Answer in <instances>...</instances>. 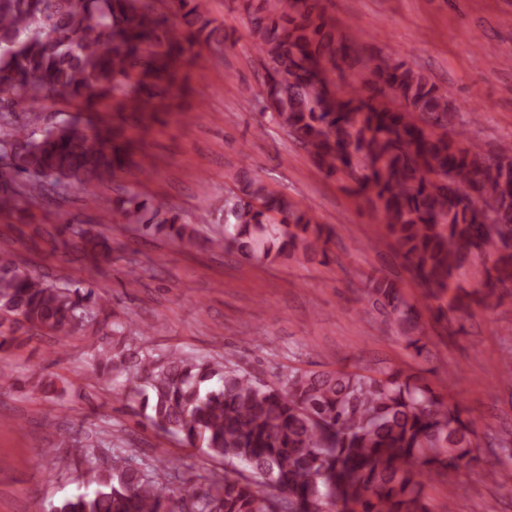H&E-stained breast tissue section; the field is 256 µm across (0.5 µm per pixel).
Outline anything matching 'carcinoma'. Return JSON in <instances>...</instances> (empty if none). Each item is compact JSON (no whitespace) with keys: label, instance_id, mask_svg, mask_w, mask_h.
Instances as JSON below:
<instances>
[{"label":"carcinoma","instance_id":"1","mask_svg":"<svg viewBox=\"0 0 512 512\" xmlns=\"http://www.w3.org/2000/svg\"><path fill=\"white\" fill-rule=\"evenodd\" d=\"M160 2L188 27L169 25ZM265 75L271 120L330 174L361 169L357 192L383 216L389 234L430 296L446 301L437 318L468 307L450 281L474 252L495 256L512 241V145L486 154L465 132L448 135L451 92L404 63L376 66L340 91L327 79L350 54L318 0H239ZM223 43L206 0H0V213L17 195L62 197L80 188L109 205L101 185L127 165L131 143L119 128L64 118L37 129L39 116L16 114L18 99L84 101L109 94L126 107L157 95L146 79L171 78L184 43ZM121 212L147 232L191 240L193 228L161 203L132 190ZM217 249L274 261L322 255L324 229L309 212L248 167L233 177L219 207ZM64 248L112 262V242L80 224ZM483 295L512 281V253L485 268ZM368 301L395 326L406 349L427 356L422 312L387 276L370 280ZM90 284L35 275L9 250L0 257V350L35 330L102 336L97 373L126 375L130 409L158 433L224 462L206 478L188 512H429L435 479L478 465L476 433L461 407L407 369L288 370L286 384L263 382L232 355L170 351L143 355L134 336L99 307ZM61 466L79 472L76 490L50 512H183L162 480L168 462H135L124 451L98 464L82 455Z\"/></svg>","mask_w":512,"mask_h":512}]
</instances>
